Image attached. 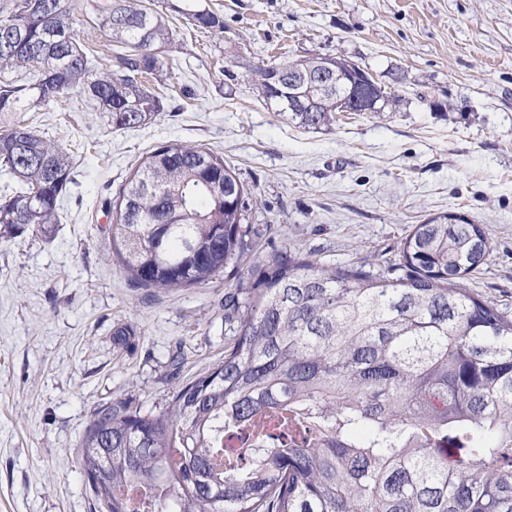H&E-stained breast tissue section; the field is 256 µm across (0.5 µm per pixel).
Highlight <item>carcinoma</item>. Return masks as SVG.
Masks as SVG:
<instances>
[{
  "label": "carcinoma",
  "mask_w": 512,
  "mask_h": 512,
  "mask_svg": "<svg viewBox=\"0 0 512 512\" xmlns=\"http://www.w3.org/2000/svg\"><path fill=\"white\" fill-rule=\"evenodd\" d=\"M0 17V229L45 235L58 223L72 158L14 114L40 112L77 90L112 127L147 125L163 95L144 84L166 67L169 16L149 0L97 5L109 70L71 32L74 0L48 14L10 0ZM189 24L217 35L224 17L196 5ZM18 30L44 56L6 44ZM292 78L316 110L286 118L330 128L353 108L352 62L309 55ZM328 71L331 87L316 75ZM257 97L280 107L288 83L255 68ZM248 191L223 156L167 142L146 154L113 203L112 257L127 279L164 292L202 288L239 268L255 245ZM481 224L448 216L416 224L402 262L324 265L297 250L251 263L224 293L235 339L224 357L178 386L159 413L127 401L97 408L77 457L99 512H512V313L459 280L486 263ZM305 436L273 441L265 420ZM248 434L240 466L228 435Z\"/></svg>",
  "instance_id": "cac0c4a2"
}]
</instances>
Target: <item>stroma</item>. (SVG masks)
I'll return each instance as SVG.
<instances>
[{
  "instance_id": "35a3bbf8",
  "label": "stroma",
  "mask_w": 512,
  "mask_h": 512,
  "mask_svg": "<svg viewBox=\"0 0 512 512\" xmlns=\"http://www.w3.org/2000/svg\"><path fill=\"white\" fill-rule=\"evenodd\" d=\"M222 15L224 31L174 16L165 110L116 129L80 95L26 112L74 163L51 235L0 242V512H99L77 448L100 406L163 411L231 343L224 294L133 287L112 259L109 201L166 142L209 148L249 196L258 252L321 263L401 261L414 225L454 213L483 225L488 262L461 285L512 311V0H164ZM342 57L391 86L392 111L305 129L257 100L270 61ZM132 332L115 348L113 331Z\"/></svg>"
}]
</instances>
